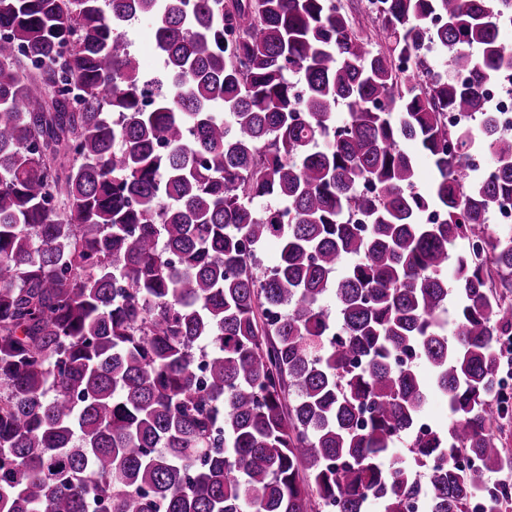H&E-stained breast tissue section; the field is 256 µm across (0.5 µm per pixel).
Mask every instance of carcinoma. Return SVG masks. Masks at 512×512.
<instances>
[{"label": "carcinoma", "mask_w": 512, "mask_h": 512, "mask_svg": "<svg viewBox=\"0 0 512 512\" xmlns=\"http://www.w3.org/2000/svg\"><path fill=\"white\" fill-rule=\"evenodd\" d=\"M365 12L381 49L338 0H0V512L512 506V0ZM122 30L139 57L143 78L149 80L160 77L163 72V60L156 49L150 26L143 21L135 20ZM488 102L497 114L498 129L512 132V71L485 88ZM404 149L413 154L416 159V185L419 190H426L432 180V170L426 160V158L420 153L418 146L413 142H405L403 145Z\"/></svg>", "instance_id": "cac0c4a2"}]
</instances>
